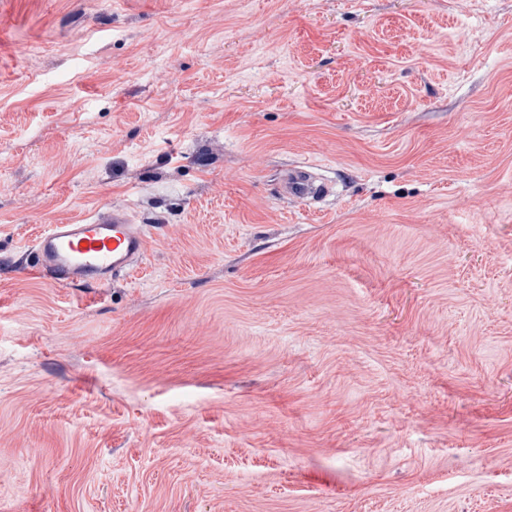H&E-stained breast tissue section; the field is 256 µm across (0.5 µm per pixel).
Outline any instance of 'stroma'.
I'll use <instances>...</instances> for the list:
<instances>
[{
	"label": "stroma",
	"mask_w": 512,
	"mask_h": 512,
	"mask_svg": "<svg viewBox=\"0 0 512 512\" xmlns=\"http://www.w3.org/2000/svg\"><path fill=\"white\" fill-rule=\"evenodd\" d=\"M0 512H512V0H0ZM308 167L294 168L288 172L285 189L289 196L299 199H314L324 193L325 187L316 181ZM132 223L126 211L103 207L81 224H49L29 249L31 267L61 288H101L124 278L149 250L142 226Z\"/></svg>",
	"instance_id": "obj_1"
}]
</instances>
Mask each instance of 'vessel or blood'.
<instances>
[{
	"label": "vessel or blood",
	"instance_id": "obj_1",
	"mask_svg": "<svg viewBox=\"0 0 512 512\" xmlns=\"http://www.w3.org/2000/svg\"><path fill=\"white\" fill-rule=\"evenodd\" d=\"M289 196L313 199L323 185L307 167L288 173ZM149 238L123 210L100 208L80 224H51L29 249L32 268L61 288H99L129 275L145 260Z\"/></svg>",
	"mask_w": 512,
	"mask_h": 512
}]
</instances>
